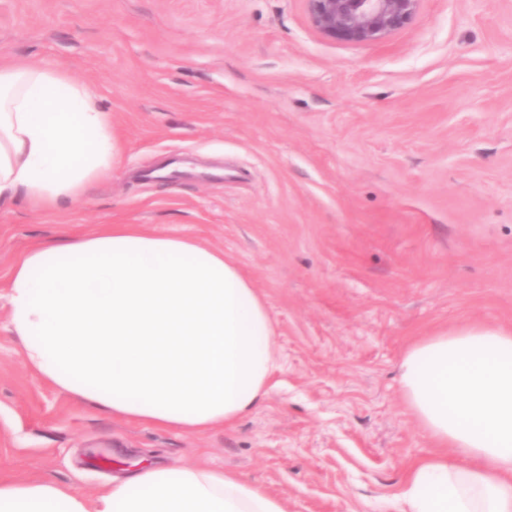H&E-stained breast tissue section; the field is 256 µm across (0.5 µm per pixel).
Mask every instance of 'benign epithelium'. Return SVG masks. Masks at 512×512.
Returning <instances> with one entry per match:
<instances>
[{"mask_svg":"<svg viewBox=\"0 0 512 512\" xmlns=\"http://www.w3.org/2000/svg\"><path fill=\"white\" fill-rule=\"evenodd\" d=\"M311 26L324 38L372 43L401 30L419 0H304Z\"/></svg>","mask_w":512,"mask_h":512,"instance_id":"obj_1","label":"benign epithelium"}]
</instances>
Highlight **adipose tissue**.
I'll use <instances>...</instances> for the list:
<instances>
[{
    "instance_id": "1",
    "label": "adipose tissue",
    "mask_w": 512,
    "mask_h": 512,
    "mask_svg": "<svg viewBox=\"0 0 512 512\" xmlns=\"http://www.w3.org/2000/svg\"><path fill=\"white\" fill-rule=\"evenodd\" d=\"M122 147L91 86L55 65L0 63V211L80 203ZM8 330L25 366L125 420L199 435L265 399L280 367L266 301L223 251L129 224L37 246L12 266ZM400 388L434 450L397 512H512V329L425 336ZM0 512H286L235 473L141 462L95 497L78 483L0 477Z\"/></svg>"
}]
</instances>
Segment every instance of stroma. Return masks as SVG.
Returning a JSON list of instances; mask_svg holds the SVG:
<instances>
[{"label":"stroma","mask_w":512,"mask_h":512,"mask_svg":"<svg viewBox=\"0 0 512 512\" xmlns=\"http://www.w3.org/2000/svg\"><path fill=\"white\" fill-rule=\"evenodd\" d=\"M0 61L93 86L118 167L61 211L0 213V455L87 493L142 459L224 468L287 512H395L432 443L398 364L418 337L512 327V0H420L383 41L304 0H0ZM135 224L224 251L281 368L233 428L129 422L40 379L7 331L27 249Z\"/></svg>","instance_id":"35a3bbf8"}]
</instances>
